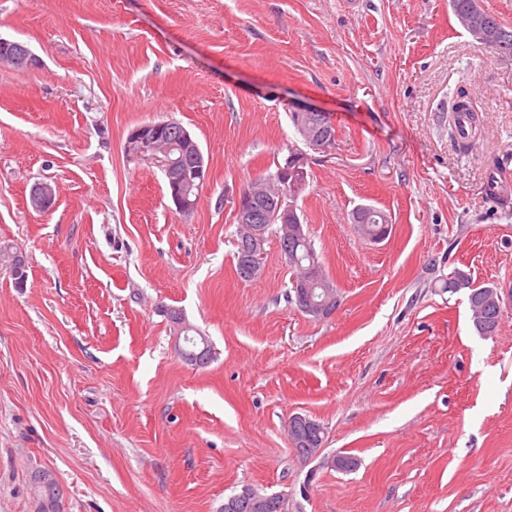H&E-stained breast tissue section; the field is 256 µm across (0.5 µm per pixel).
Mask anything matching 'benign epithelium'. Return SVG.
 Masks as SVG:
<instances>
[{
    "label": "benign epithelium",
    "mask_w": 512,
    "mask_h": 512,
    "mask_svg": "<svg viewBox=\"0 0 512 512\" xmlns=\"http://www.w3.org/2000/svg\"><path fill=\"white\" fill-rule=\"evenodd\" d=\"M39 65V59L25 44L16 42L0 50V67L31 69ZM298 118L305 123L302 135L317 150L327 152L335 147V134L315 130L308 126L304 113L308 107H299ZM166 122L148 123L133 129L125 143V154L131 160H154L159 163L165 176L168 194L176 211L188 216L197 208L200 191L206 179L204 156L197 140L189 131H183L181 142L177 145L179 154L161 141V129ZM288 183V169L281 168L277 176L270 178L268 189L257 192L245 189L235 200L238 224L241 226L239 239L245 243L246 252L242 254V266L245 273L255 278L261 273L265 234L270 225H278L275 243L285 258H292L283 243L290 238L304 235V225L295 212L293 205L287 202L288 192L284 184ZM29 203L39 213L48 211L55 203V189L48 182H37L31 188ZM296 296L303 304V311L319 319H325L336 311L339 297L327 283L320 269L313 265L305 277L293 281ZM322 426L315 420L295 415L288 422V441L297 454L305 459L317 453V449H302L311 436H321Z\"/></svg>",
    "instance_id": "7a95c632"
}]
</instances>
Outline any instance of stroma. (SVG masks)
<instances>
[{
  "label": "stroma",
  "instance_id": "obj_1",
  "mask_svg": "<svg viewBox=\"0 0 512 512\" xmlns=\"http://www.w3.org/2000/svg\"><path fill=\"white\" fill-rule=\"evenodd\" d=\"M0 37L42 60L0 68V243L28 262L21 287L0 268V512H37L44 468L64 512H218L246 486L286 512H512V306L483 337L445 287L458 269L512 286V203L486 192L512 180V59L448 0H0ZM461 86L468 152L448 133ZM298 104L335 149L304 141ZM170 119L208 162L187 217L124 153ZM293 151L340 293L326 319L299 311L274 240L259 277L235 271L233 198ZM360 205L391 217L385 240L351 224ZM169 308L208 366L175 352ZM296 414L325 432L307 461ZM294 112H311L310 123L323 128L322 130H315L308 124V118L304 113H297V116L301 122L305 124V129L301 130L305 140L317 150L327 152L335 147V133H329L325 131L334 130L329 117L325 112H318L317 110L308 107H298ZM29 203L31 208L39 213L48 211L55 203V189L48 182H37L31 188ZM302 427L305 433V436H303L299 432V428ZM322 426L315 420L310 419L307 416L303 415H295L292 418H290L288 422V441L292 448L297 452V454L305 459L312 458L314 455H316L319 448H317L318 444L316 442L311 443V448H307V451H304L302 448H300L302 445L307 446L306 440L311 438L312 435H316L319 439V442L321 440V434L323 433ZM323 439H324V433H323ZM46 471L49 479L42 481L40 472ZM31 487L37 502L38 512H60L64 498L63 488L48 469L34 471L31 475Z\"/></svg>",
  "mask_w": 512,
  "mask_h": 512
}]
</instances>
